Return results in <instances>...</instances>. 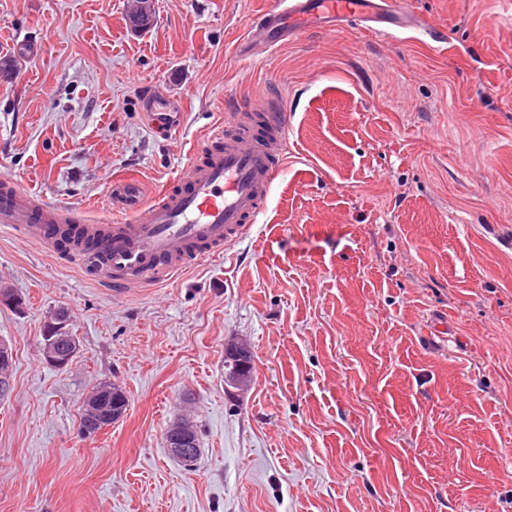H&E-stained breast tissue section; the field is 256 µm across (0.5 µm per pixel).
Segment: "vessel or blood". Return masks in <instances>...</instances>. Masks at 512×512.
Masks as SVG:
<instances>
[{
  "label": "vessel or blood",
  "mask_w": 512,
  "mask_h": 512,
  "mask_svg": "<svg viewBox=\"0 0 512 512\" xmlns=\"http://www.w3.org/2000/svg\"><path fill=\"white\" fill-rule=\"evenodd\" d=\"M353 19L387 40L408 30L441 40L400 0H269L239 39L237 51L247 55L260 46L273 52L307 28L331 33ZM286 119L270 102L237 101L149 205L138 204L136 186L119 188L133 212L126 220L91 222L81 209L50 202L1 178L0 227L50 250L56 229L76 225L80 238L72 250L98 284L118 297L157 286L188 265L221 254L256 223L286 158Z\"/></svg>",
  "instance_id": "1"
}]
</instances>
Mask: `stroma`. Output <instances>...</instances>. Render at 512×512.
Returning a JSON list of instances; mask_svg holds the SVG:
<instances>
[{"instance_id":"1","label":"stroma","mask_w":512,"mask_h":512,"mask_svg":"<svg viewBox=\"0 0 512 512\" xmlns=\"http://www.w3.org/2000/svg\"><path fill=\"white\" fill-rule=\"evenodd\" d=\"M0 0V177L128 218L236 100L288 114L266 210L223 254L112 297L81 260L0 230V512H512V7L407 0L442 44L360 26L268 56L234 44L268 0ZM41 53L18 60L22 39ZM184 105L159 136L150 92ZM68 309L79 352L42 357ZM448 326L439 336L434 326ZM249 346L248 389L224 351ZM125 414L79 431L93 388ZM189 418L201 455L164 436ZM153 11V0H133L132 7L127 15V23L131 31H143L148 26ZM43 343L44 361L58 370H63L69 364V358L62 356L56 348V343L69 339V328L65 317L56 316L51 319L44 329ZM112 389L114 390L113 392H112ZM100 391L103 392L104 394H106L107 405H109L112 402V394H114L118 391H121V393H123V395H124V398H122V402L119 405L113 406V413L115 414L116 412H119V415L116 419L112 418V422H115L120 417H122V415L127 410V406H128L127 396H126L125 392L122 391V389L120 387H118L114 384H112V385L104 384V385L98 386L96 388V390L94 392H92V394H95ZM86 405L88 406L90 411L93 413L100 414V412L102 411L101 410L102 403L99 398V395L91 396V398L87 402H85L84 409L81 412L80 422L82 423L83 426L85 425L86 421L89 420V417H90V415L88 413V409L85 408Z\"/></svg>"}]
</instances>
